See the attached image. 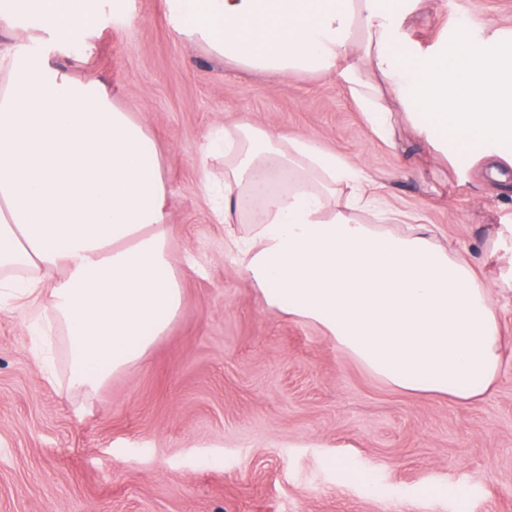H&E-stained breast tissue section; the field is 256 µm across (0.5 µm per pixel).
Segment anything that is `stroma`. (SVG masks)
I'll return each instance as SVG.
<instances>
[{
    "instance_id": "obj_1",
    "label": "stroma",
    "mask_w": 512,
    "mask_h": 512,
    "mask_svg": "<svg viewBox=\"0 0 512 512\" xmlns=\"http://www.w3.org/2000/svg\"><path fill=\"white\" fill-rule=\"evenodd\" d=\"M80 52L51 53L89 92L156 141L167 184L179 315L135 365L94 395L67 384L63 328L0 311V512H512V291L497 297L505 363L461 404L398 389L316 324L266 307L227 249L246 224L218 219L200 161L214 127L249 118L365 159L390 206L497 275L489 228L512 225V177L482 164L457 178L413 131L375 137L346 87L301 72L280 82L213 58L179 36L164 0H102ZM512 35V0H422L405 31L420 52Z\"/></svg>"
}]
</instances>
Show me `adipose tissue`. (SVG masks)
Here are the masks:
<instances>
[{
	"label": "adipose tissue",
	"mask_w": 512,
	"mask_h": 512,
	"mask_svg": "<svg viewBox=\"0 0 512 512\" xmlns=\"http://www.w3.org/2000/svg\"><path fill=\"white\" fill-rule=\"evenodd\" d=\"M68 45L95 28L98 0H23ZM420 0H165L179 34L218 60L280 80L335 77L394 143H419L458 171L512 163V37L467 36L414 54L403 29ZM224 156L239 265L268 307L320 325L391 385L467 402L496 380L499 289L437 245L428 225L380 201L363 160L246 119L208 141ZM167 186L150 132L38 54L0 47V288L49 306L66 326L69 384L95 392L136 363L181 307L168 249Z\"/></svg>",
	"instance_id": "adipose-tissue-1"
}]
</instances>
